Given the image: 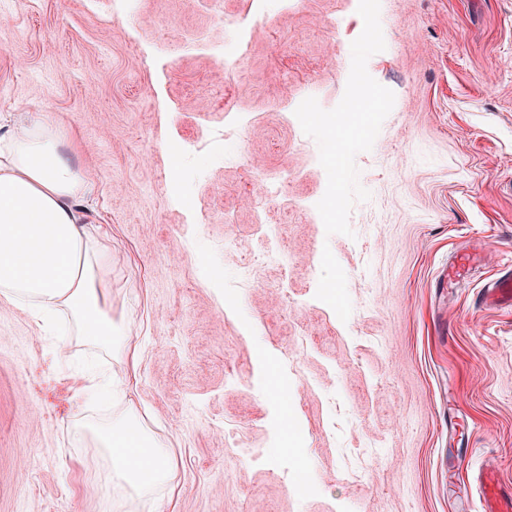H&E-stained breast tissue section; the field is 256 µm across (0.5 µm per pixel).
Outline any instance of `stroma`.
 Segmentation results:
<instances>
[{
    "label": "stroma",
    "mask_w": 512,
    "mask_h": 512,
    "mask_svg": "<svg viewBox=\"0 0 512 512\" xmlns=\"http://www.w3.org/2000/svg\"><path fill=\"white\" fill-rule=\"evenodd\" d=\"M376 7L366 39L348 0H136L118 21L112 0H0V113L74 133L125 326L116 355L0 297V512H454L474 471L512 483V310L476 302L512 271V0ZM238 23L241 82L218 50ZM355 89L379 111L291 115L301 95L343 115ZM228 101L256 121L208 155ZM257 167L291 174L288 268L244 282ZM331 188L334 217L296 209ZM464 251L478 268L445 286ZM127 417L171 453L146 500L78 424ZM248 12L254 16H265L274 4L279 14L286 15L296 8L295 0H248Z\"/></svg>",
    "instance_id": "obj_1"
}]
</instances>
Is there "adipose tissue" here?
Wrapping results in <instances>:
<instances>
[{
  "instance_id": "adipose-tissue-1",
  "label": "adipose tissue",
  "mask_w": 512,
  "mask_h": 512,
  "mask_svg": "<svg viewBox=\"0 0 512 512\" xmlns=\"http://www.w3.org/2000/svg\"><path fill=\"white\" fill-rule=\"evenodd\" d=\"M76 153L47 112L29 113L23 132L0 137V294L43 325L66 316L85 341L116 349L123 331L101 302L112 252L83 227L96 178L76 164ZM83 426L99 447L121 449L114 464L138 496L168 480V452L135 419Z\"/></svg>"
}]
</instances>
